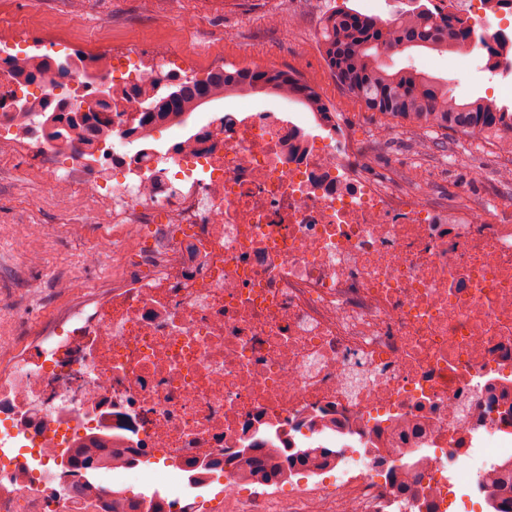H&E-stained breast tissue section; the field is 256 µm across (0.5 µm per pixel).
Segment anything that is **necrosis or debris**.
<instances>
[{
  "label": "necrosis or debris",
  "mask_w": 512,
  "mask_h": 512,
  "mask_svg": "<svg viewBox=\"0 0 512 512\" xmlns=\"http://www.w3.org/2000/svg\"><path fill=\"white\" fill-rule=\"evenodd\" d=\"M91 70L112 87V152L45 144L42 169L111 217L86 263L114 242L135 259L35 342L0 337V512H179L217 479L251 512H447L451 485L497 486L512 224L381 187L334 115L314 114L317 138L255 90L124 138L133 91L167 70L134 51ZM101 448L115 454L87 483L66 456ZM247 448L336 456L303 471L307 494L271 500ZM152 453L162 468H143Z\"/></svg>",
  "instance_id": "obj_1"
}]
</instances>
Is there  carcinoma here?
Instances as JSON below:
<instances>
[{
	"label": "carcinoma",
	"mask_w": 512,
	"mask_h": 512,
	"mask_svg": "<svg viewBox=\"0 0 512 512\" xmlns=\"http://www.w3.org/2000/svg\"><path fill=\"white\" fill-rule=\"evenodd\" d=\"M321 39L332 76L366 109L385 118L409 121L419 128L449 130L487 143L512 140V106L479 96L460 97L446 79L413 64L395 69L382 59L391 48L427 55L446 52L450 47L489 48L487 37L477 34L466 21L435 11L433 0H415L411 8L395 11L388 18L338 8L325 17ZM52 61L51 57H43L36 63L15 65L11 72L14 79L34 84L53 70ZM219 88L262 89L273 94L285 89L304 105L330 111L320 91L302 82L292 71L258 66L215 70L200 79L184 78L172 85L169 101L153 114L142 113L131 134L159 118L180 116L188 105L212 97ZM38 119L48 143L64 145L76 134L82 135L91 147L102 142L94 108L77 120L55 104L52 111L38 115ZM245 458L267 481L277 483L286 479L289 471L305 469L318 459L328 463L332 452L328 448H301L283 466L271 463L265 448H250ZM489 497L490 512H512V488L491 489Z\"/></svg>",
	"instance_id": "1"
}]
</instances>
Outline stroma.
I'll return each mask as SVG.
<instances>
[{"label":"stroma","mask_w":512,"mask_h":512,"mask_svg":"<svg viewBox=\"0 0 512 512\" xmlns=\"http://www.w3.org/2000/svg\"><path fill=\"white\" fill-rule=\"evenodd\" d=\"M343 4L385 17L399 7L398 0H320L314 11L304 0H0V27L13 25L22 41H63L70 53L90 56L108 48L156 60L181 46L186 54L179 66L197 77L251 62L281 70L302 66V79L320 89L346 128L361 131L364 170L371 178L456 209L490 208L503 222L512 221V183L502 178L507 159L485 151L480 140L443 130L431 135L436 149L420 153L422 131L367 111L331 75L320 30L325 15ZM187 14L195 17V26H183ZM467 60V67L459 69L440 58L434 73L451 80L461 96H484L491 87L512 83V73L485 70L477 53ZM40 165L35 149L0 158V336L13 335L20 324L36 334L66 299L54 286L58 278L72 274L89 288L112 280L111 257L95 266L78 261L104 215L82 196L60 209ZM81 223L88 226V238L71 237L70 225ZM20 239L43 254V265L18 258L14 244Z\"/></svg>","instance_id":"obj_1"}]
</instances>
